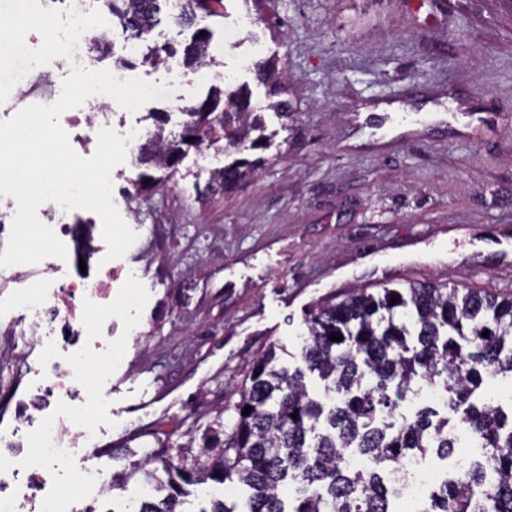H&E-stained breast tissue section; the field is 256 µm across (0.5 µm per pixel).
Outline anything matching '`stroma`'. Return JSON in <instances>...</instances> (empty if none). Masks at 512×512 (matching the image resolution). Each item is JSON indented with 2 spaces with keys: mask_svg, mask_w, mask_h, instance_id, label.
Returning a JSON list of instances; mask_svg holds the SVG:
<instances>
[{
  "mask_svg": "<svg viewBox=\"0 0 512 512\" xmlns=\"http://www.w3.org/2000/svg\"><path fill=\"white\" fill-rule=\"evenodd\" d=\"M209 27L217 64L143 63L103 7L92 34L111 47L95 69L166 83L173 93L114 118L145 137L148 116L178 127L185 109L225 81L265 89L240 57L279 56L294 116L267 113L275 146L237 189L211 190L223 153L189 152L155 192L129 199L133 160L112 172L113 202L138 239L113 288L112 364L90 362L83 386L37 391L36 338L4 334L21 289L42 268L0 269V432L29 448L45 414L90 406L96 441L80 453L128 473L121 489L73 490L67 512H107L139 496L133 464L156 439L204 446L240 398L252 363L276 346L298 352L311 307L350 288L404 279L512 291V0H223ZM242 39L224 43V29ZM408 104L411 124L362 125L359 111Z\"/></svg>",
  "mask_w": 512,
  "mask_h": 512,
  "instance_id": "35a3bbf8",
  "label": "stroma"
}]
</instances>
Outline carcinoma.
Here are the masks:
<instances>
[{
    "instance_id": "carcinoma-1",
    "label": "carcinoma",
    "mask_w": 512,
    "mask_h": 512,
    "mask_svg": "<svg viewBox=\"0 0 512 512\" xmlns=\"http://www.w3.org/2000/svg\"><path fill=\"white\" fill-rule=\"evenodd\" d=\"M101 2L123 35L145 44L143 60L158 63L177 53L170 43H146L170 7L174 24L194 29L182 48L184 66L194 72L215 63L211 32L198 28L197 19L217 15L221 0ZM279 62L254 65L267 88L263 107L246 88H224L185 110L175 132L157 119L135 154L143 168L137 191H152L150 170L177 169L190 147L222 141L236 154L269 149L260 136L263 111L284 120L292 111ZM252 171V161L235 160L212 171L209 184L229 191ZM306 325L303 366L283 365L274 347L253 362L226 439L195 456L181 444L151 451L147 462L160 463L163 475L142 470L153 495L137 512H176L184 486L209 480L247 488L245 512H396L383 471L430 452L448 458L460 448L471 449L469 469L434 486L413 512H512V398L506 411L486 396L490 379L512 382V293L410 281L375 292L361 288L316 304ZM334 332L342 340H329ZM307 373L320 380L321 393L308 389ZM425 388L442 396L443 410L424 405L403 413L407 393ZM247 406L253 410L245 416ZM286 480L297 492L289 510L279 495Z\"/></svg>"
}]
</instances>
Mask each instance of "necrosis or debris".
Segmentation results:
<instances>
[{
    "mask_svg": "<svg viewBox=\"0 0 512 512\" xmlns=\"http://www.w3.org/2000/svg\"><path fill=\"white\" fill-rule=\"evenodd\" d=\"M88 0H62L61 17L68 34H54L48 46L50 55L85 63L88 59L87 31ZM11 78L20 95L17 107L30 104H51L55 93H42L37 89L38 74L28 53H20L13 61ZM42 215L47 226L65 244L66 258L57 260L51 269L52 277L44 278L28 288L33 303L20 323L12 325L14 337H39L42 344V378L48 389L66 393L85 380V364L93 356L108 359L112 356L109 338L110 321L116 300L112 295L115 274L111 264L105 263L104 250L98 243V226L94 223L70 219L68 211L54 202L43 203ZM87 265V273H79V265ZM94 311L98 325L87 328L85 312ZM68 331L81 335H95L93 349H79L68 357H60L55 340ZM97 430L79 412L52 414L44 417L35 437V446L26 456L2 451L8 436L0 437V476L25 473L23 489L15 492L0 491V512H63L64 500L48 492L45 486L55 463L69 458L79 445L95 441Z\"/></svg>",
    "mask_w": 512,
    "mask_h": 512,
    "instance_id": "1",
    "label": "necrosis or debris"
}]
</instances>
